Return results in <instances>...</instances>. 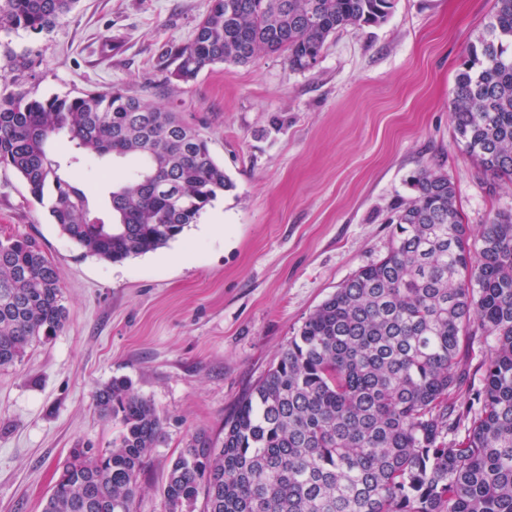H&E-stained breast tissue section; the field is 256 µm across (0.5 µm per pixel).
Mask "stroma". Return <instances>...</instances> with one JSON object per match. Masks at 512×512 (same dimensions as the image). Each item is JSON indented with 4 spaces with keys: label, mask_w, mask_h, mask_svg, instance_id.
<instances>
[{
    "label": "stroma",
    "mask_w": 512,
    "mask_h": 512,
    "mask_svg": "<svg viewBox=\"0 0 512 512\" xmlns=\"http://www.w3.org/2000/svg\"><path fill=\"white\" fill-rule=\"evenodd\" d=\"M494 0H394L388 20L330 36L317 65L283 54L169 77L211 0H78L47 32H0V79L36 96L120 89L183 113L230 190L157 251L82 256L22 180L0 168V237L32 236L57 264L68 318L0 370V512H41L70 449L117 433L95 394L115 378L157 409L164 437L136 512H166L168 468L191 437L224 436L238 400L309 315L391 244L410 177L442 168L472 228L512 211V181L483 173L451 120L452 89Z\"/></svg>",
    "instance_id": "1"
}]
</instances>
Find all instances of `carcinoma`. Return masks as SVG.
Instances as JSON below:
<instances>
[{
	"label": "carcinoma",
	"mask_w": 512,
	"mask_h": 512,
	"mask_svg": "<svg viewBox=\"0 0 512 512\" xmlns=\"http://www.w3.org/2000/svg\"><path fill=\"white\" fill-rule=\"evenodd\" d=\"M77 0H0V31H48ZM394 0H212L193 39L168 50L187 84L217 63L285 54L295 70L327 39L380 25ZM0 94V168L16 173L86 256L154 252L232 187L208 140L180 113L121 91ZM452 121L480 170L512 180V0L460 63ZM76 150H49L56 135ZM126 159L111 222L62 166ZM393 208L387 254L345 280L224 420V440H189L163 490L167 512H512V213L476 231L448 176L424 166ZM58 267L30 237L0 239V369L64 325ZM481 386L470 351L480 338ZM119 426L112 447L72 448L42 512H135L163 423L126 379L95 395Z\"/></svg>",
	"instance_id": "1"
}]
</instances>
